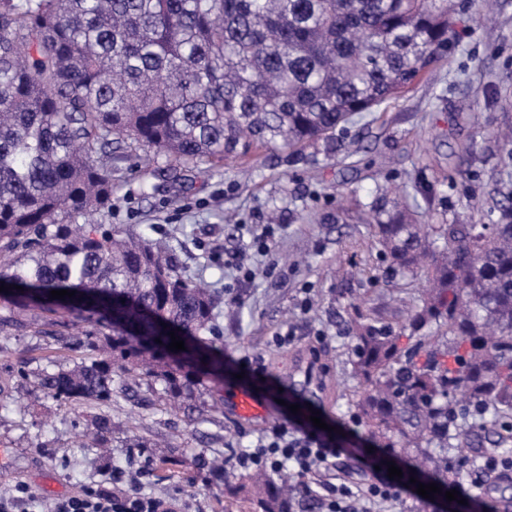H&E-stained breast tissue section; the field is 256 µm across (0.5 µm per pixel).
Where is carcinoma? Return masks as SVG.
Returning <instances> with one entry per match:
<instances>
[{
    "label": "carcinoma",
    "mask_w": 512,
    "mask_h": 512,
    "mask_svg": "<svg viewBox=\"0 0 512 512\" xmlns=\"http://www.w3.org/2000/svg\"><path fill=\"white\" fill-rule=\"evenodd\" d=\"M448 0H0V281L8 314L61 336L62 366L6 371L73 407L92 447L112 444V398L142 389L163 409L221 382L211 335L220 298L180 271L172 246L104 223L115 154L155 149L174 178L265 148L298 153L420 82L451 39ZM370 222L389 280L425 269L430 288L395 332L351 324L356 407L387 448L448 482V449L476 445L492 408L512 443V195L495 224H417L395 202ZM186 350H171L169 332ZM408 335L409 344L400 346ZM249 512H292L304 485L224 483Z\"/></svg>",
    "instance_id": "obj_1"
}]
</instances>
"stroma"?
Here are the masks:
<instances>
[{
	"label": "stroma",
	"instance_id": "stroma-1",
	"mask_svg": "<svg viewBox=\"0 0 512 512\" xmlns=\"http://www.w3.org/2000/svg\"><path fill=\"white\" fill-rule=\"evenodd\" d=\"M455 26L445 61L431 79L381 105L321 143L293 154L271 149L249 163L227 160L185 182L166 173L165 156L151 169L137 157L119 162L109 224L176 245L186 276L218 290L223 302L213 321L224 344L225 388L240 386L266 402L268 420L237 417L223 391L208 389L190 414L172 415L135 394L114 398L112 450L82 448L71 428L70 406L43 399L18 411L27 388L0 373V493L23 483L42 512L45 503L107 482L114 466L133 472L149 458L170 453L178 467L146 489L180 495L184 512H234L223 482L204 460L233 458L250 446L267 422L308 423L312 412L332 428L347 453L338 478L362 483L371 474L353 456L371 447L358 413L352 375L349 320L362 313L381 324L405 323L425 276L387 284L388 262L371 227L354 213L381 193L407 206L414 219L432 224H493L502 193L512 190V151L497 134L512 128V0H455ZM271 228L269 258L255 260V276L239 279L225 253L242 249L252 232ZM276 263L267 274L268 263ZM308 312H301L302 300ZM293 330L281 348L276 333ZM0 370L36 357L46 345L29 328L7 327ZM262 370H243L245 358ZM310 366L316 394L298 384ZM298 412H291V405ZM191 488H182L183 475Z\"/></svg>",
	"mask_w": 512,
	"mask_h": 512
}]
</instances>
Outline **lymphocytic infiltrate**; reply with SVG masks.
<instances>
[{
  "instance_id": "obj_1",
  "label": "lymphocytic infiltrate",
  "mask_w": 512,
  "mask_h": 512,
  "mask_svg": "<svg viewBox=\"0 0 512 512\" xmlns=\"http://www.w3.org/2000/svg\"><path fill=\"white\" fill-rule=\"evenodd\" d=\"M341 455V448L333 446L319 430L276 422L261 432L254 446L237 454L235 464L243 470L272 473L292 468L305 486L322 485L324 493L317 498L321 512H387L401 502L410 486L412 468H403L401 476L389 478L387 454L371 452L363 459L372 470L370 480L359 485L346 481L328 483L326 477L335 470ZM472 469L473 478L452 485L462 499L455 512H470L469 504L479 497L487 478L512 472V458L488 455ZM149 476L146 468L132 474L114 469L108 485L59 499L54 512H183L180 498L143 492Z\"/></svg>"
}]
</instances>
